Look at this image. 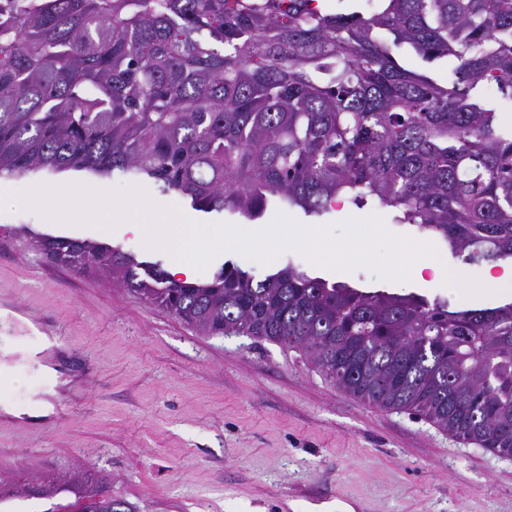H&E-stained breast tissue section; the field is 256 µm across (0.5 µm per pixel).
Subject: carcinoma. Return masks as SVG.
<instances>
[{"instance_id": "obj_1", "label": "carcinoma", "mask_w": 512, "mask_h": 512, "mask_svg": "<svg viewBox=\"0 0 512 512\" xmlns=\"http://www.w3.org/2000/svg\"><path fill=\"white\" fill-rule=\"evenodd\" d=\"M405 49L458 64L441 84L404 68ZM489 86L512 99V0H0V177L119 172L250 220L371 201L496 263L512 260V126ZM35 244L206 335L286 340L359 401L512 457V302L458 309L292 263L176 281L106 244ZM69 487L76 512H131Z\"/></svg>"}]
</instances>
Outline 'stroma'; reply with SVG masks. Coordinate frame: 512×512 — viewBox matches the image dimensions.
Masks as SVG:
<instances>
[{
  "mask_svg": "<svg viewBox=\"0 0 512 512\" xmlns=\"http://www.w3.org/2000/svg\"><path fill=\"white\" fill-rule=\"evenodd\" d=\"M71 183L130 187L118 174L84 172L0 180L11 193ZM144 188L155 208L175 205L197 222L258 231L277 215L273 208L257 220L205 213L152 183ZM287 215L310 228L375 215L395 236L424 239L379 205ZM38 234L117 246L164 269L173 259L172 245L148 244L127 225L67 224L0 200V291L14 295L0 308L23 307L15 333L28 344L44 326L59 336L57 350L43 356L56 373L54 387L17 356L22 383L0 391V512H73L67 482L75 475L137 512H331L345 500L373 512H512V457L462 442L415 415L362 403L299 350L202 335L95 269L52 262L34 246ZM436 252V264L449 272L441 281L393 282L366 267L333 271L293 249L266 264L223 251L195 278L210 279L227 260L258 279L292 263L332 282L416 293L459 308L512 302V288L485 283V264L464 263L441 245ZM460 271L463 287L452 279ZM34 486L55 493L36 496Z\"/></svg>",
  "mask_w": 512,
  "mask_h": 512,
  "instance_id": "obj_1",
  "label": "stroma"
}]
</instances>
